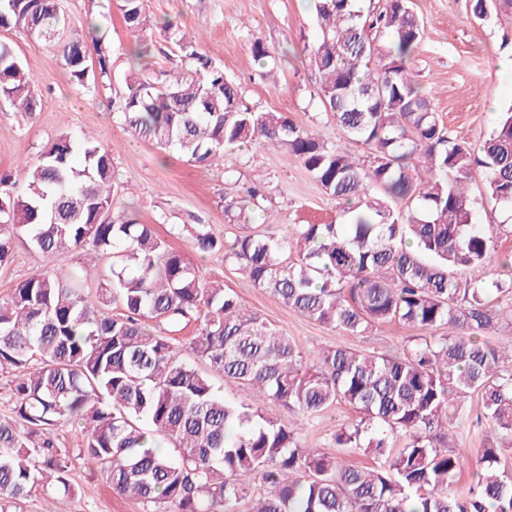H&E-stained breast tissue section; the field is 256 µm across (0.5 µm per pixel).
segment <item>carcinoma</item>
<instances>
[{"instance_id": "cac0c4a2", "label": "carcinoma", "mask_w": 512, "mask_h": 512, "mask_svg": "<svg viewBox=\"0 0 512 512\" xmlns=\"http://www.w3.org/2000/svg\"><path fill=\"white\" fill-rule=\"evenodd\" d=\"M117 6L130 30H150L146 0ZM314 12L319 36L306 51L317 100L367 148L364 158L281 113L243 106L239 86L169 22L161 33L194 70L133 72L121 117L132 137L175 145L189 162L255 141L294 155L340 206L338 222L258 230L248 204L259 191L250 188L225 201L240 233L218 238L208 224L189 225L199 249L325 326L362 335L395 323L413 334L396 355L339 345L303 352L224 284L203 281L155 225L110 216L112 150L62 132L23 164V181L0 177V267L20 245L47 262L0 297V370H18L16 419L0 421V512L38 482L71 492L51 438L63 422L77 424L83 457L113 492L175 512H240L253 498L242 482L249 474L259 497L248 512H512L504 446L473 455L449 443L475 394L480 422L512 447V350L480 340L512 317V305L500 304L512 299V277L498 262L512 235V106L467 146L409 76L425 32L412 0H384L372 14L361 0H314ZM65 24L58 0H0V28L54 47L76 85L96 93L111 81V43L97 26L64 40ZM251 52L276 67L260 40ZM0 99L26 116L40 105L36 81L2 41ZM477 177L480 196L510 223H472ZM84 252L105 262L104 276L81 265L56 270ZM192 321L185 347L174 333ZM226 378L247 398H224L217 383ZM267 400L299 418L265 416ZM341 402L357 418L340 425L333 445L370 457L366 467L301 441L304 420ZM466 469L470 487L458 496Z\"/></svg>"}]
</instances>
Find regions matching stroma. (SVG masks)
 Segmentation results:
<instances>
[{"label":"stroma","mask_w":512,"mask_h":512,"mask_svg":"<svg viewBox=\"0 0 512 512\" xmlns=\"http://www.w3.org/2000/svg\"><path fill=\"white\" fill-rule=\"evenodd\" d=\"M106 0H60L65 35L85 32L98 22L112 44V87L96 94L74 84L57 54L43 42L1 29L0 40L13 44L39 84L42 101L33 118L13 112L0 100V173L22 178L24 161L61 131L86 132L112 151L120 191L115 210L142 224H156L159 234L198 269L207 281L223 282L239 302L272 324L285 328L305 352L342 345L362 352L401 350L409 331L396 324H379L354 336L285 307L276 297L255 288L252 281L222 258L202 253L187 224L201 221L219 237L230 230L224 200L258 188L264 195L254 208V223L277 235L292 224H327L338 205L329 200L311 174L293 155L254 143L247 149L209 164H191L173 148L162 149L132 138L119 119L124 78L132 70L134 33L118 10H106ZM425 35L411 61V77L431 91L436 112L453 137L477 146L491 132L501 108L512 105V76L501 70L512 54V7L499 6L492 19L476 20L470 0H413ZM155 22L171 19L189 34H198L200 54L220 66L242 91V104L255 112H279L318 132L359 158L365 150L347 138L313 100L318 76L305 47L318 37L313 0H148ZM284 52L271 74H263L251 52L253 40ZM166 224H159V215ZM55 445L71 469L72 495L55 496L36 485L20 502V512H43L54 501L57 512H168L112 492L98 467L80 456L84 443L78 427L67 423L53 429Z\"/></svg>","instance_id":"1"}]
</instances>
